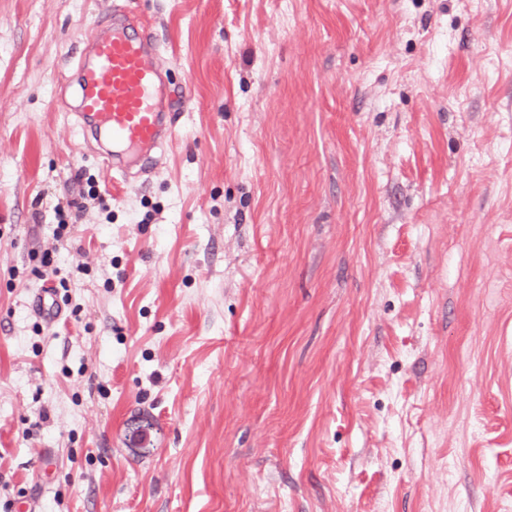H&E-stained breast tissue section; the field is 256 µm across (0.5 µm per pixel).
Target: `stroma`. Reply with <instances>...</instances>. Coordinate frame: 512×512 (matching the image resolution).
Masks as SVG:
<instances>
[{
    "mask_svg": "<svg viewBox=\"0 0 512 512\" xmlns=\"http://www.w3.org/2000/svg\"><path fill=\"white\" fill-rule=\"evenodd\" d=\"M126 17L174 132L118 189L74 72ZM0 479L512 512V0H0Z\"/></svg>",
    "mask_w": 512,
    "mask_h": 512,
    "instance_id": "obj_1",
    "label": "stroma"
}]
</instances>
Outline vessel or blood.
<instances>
[{
  "instance_id": "b4317fda",
  "label": "vessel or blood",
  "mask_w": 512,
  "mask_h": 512,
  "mask_svg": "<svg viewBox=\"0 0 512 512\" xmlns=\"http://www.w3.org/2000/svg\"><path fill=\"white\" fill-rule=\"evenodd\" d=\"M148 40L113 23L88 48L90 63L78 71L83 123L105 133L129 155L161 146L163 124L160 77L147 61Z\"/></svg>"
}]
</instances>
